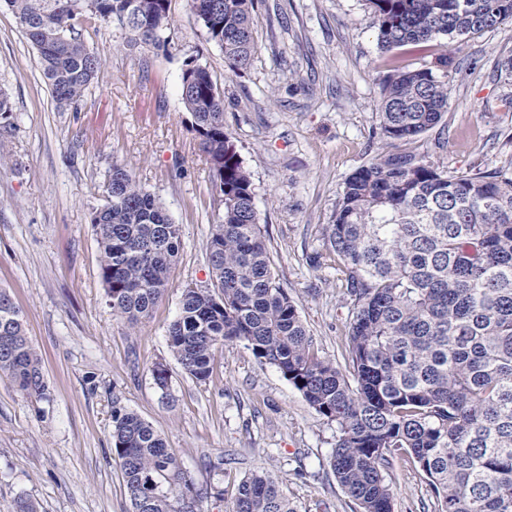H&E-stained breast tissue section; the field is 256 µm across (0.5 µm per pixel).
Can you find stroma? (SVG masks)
<instances>
[{
	"instance_id": "stroma-1",
	"label": "stroma",
	"mask_w": 512,
	"mask_h": 512,
	"mask_svg": "<svg viewBox=\"0 0 512 512\" xmlns=\"http://www.w3.org/2000/svg\"><path fill=\"white\" fill-rule=\"evenodd\" d=\"M165 45L128 43L114 23L81 36L105 62L76 104L58 107L38 53L0 7V90L14 129L0 133V289L23 314L41 357L45 399L0 379V512L17 497L38 512H130L112 451V405L164 437L197 487L201 512H225L255 470L279 476L299 512H353L329 460L335 432L272 366L240 342L217 346L199 383L170 352L166 332L187 284L207 285V242L221 195L181 98L188 61L224 92V127L248 169L273 268L297 302L320 356L346 368L351 305L323 236L346 178L379 143L378 79L389 67L433 66L437 43L381 52L365 0H257L251 66L232 73L190 0H171ZM512 22L458 44L437 75L447 125L416 142L451 171L512 165ZM182 229L169 288L137 326L113 316L99 276L89 214L106 202L113 162ZM168 368L166 389L155 364ZM393 512H434L424 473L395 459Z\"/></svg>"
}]
</instances>
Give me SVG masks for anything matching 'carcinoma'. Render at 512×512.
Instances as JSON below:
<instances>
[{"label": "carcinoma", "instance_id": "carcinoma-1", "mask_svg": "<svg viewBox=\"0 0 512 512\" xmlns=\"http://www.w3.org/2000/svg\"><path fill=\"white\" fill-rule=\"evenodd\" d=\"M37 49L57 104L71 105L104 63L78 28L117 21L129 42L166 44L170 0H4ZM381 51L464 37L512 21V0H366ZM232 72L255 52V0H192ZM181 98L192 117L223 218L207 243L210 284L184 287L168 346L199 383L217 345L244 344L335 425L330 466L356 512H392L387 480L403 453L427 476L435 512H512V175L449 172L415 149L445 123L448 92L430 67L380 78L382 140L345 181L328 249L351 303L352 377L318 355L298 306L272 272L249 171L224 128V93L188 66ZM107 203L91 211L99 274L113 314L136 325L169 286L181 226L159 198L115 163ZM0 374L47 397L41 358L20 309L0 290ZM112 449L131 512H198L195 486L165 439L139 415L112 411ZM228 512H297L282 480L248 474Z\"/></svg>", "mask_w": 512, "mask_h": 512}]
</instances>
